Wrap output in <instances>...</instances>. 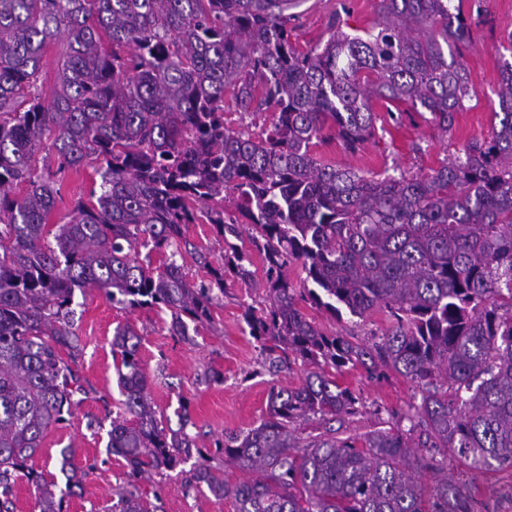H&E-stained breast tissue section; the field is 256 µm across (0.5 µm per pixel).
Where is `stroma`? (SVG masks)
<instances>
[{
    "label": "stroma",
    "instance_id": "35a3bbf8",
    "mask_svg": "<svg viewBox=\"0 0 512 512\" xmlns=\"http://www.w3.org/2000/svg\"><path fill=\"white\" fill-rule=\"evenodd\" d=\"M378 0H303L291 21V39L303 48L327 33L330 24L357 34L377 18ZM462 8L471 27L472 42L461 53L468 68L475 97L458 113L452 133L442 132L423 118L390 119L385 108H377L378 133L357 152L347 151L335 140L317 144L316 155L339 166H350L367 175H410L438 167L443 160L462 155L472 138H490L491 114L498 107L500 68L499 43L512 32V0H463ZM251 297L240 284H228L224 297L212 309L213 323L194 340L170 335L168 315L155 310L125 309L112 304L96 290L76 293L75 331L81 351L74 365L88 392L70 421L50 429L32 466L46 476L60 474V451H75L73 465L88 470L82 496L70 499L68 512H111L116 493L125 480L124 461L106 451L109 423L121 398L112 357V334L116 326L130 323L141 334L139 357L151 379V397L171 428H178L179 401L189 403L199 446L212 451L224 434L256 426L265 417L271 388L298 385L300 365L292 369L270 367L242 321ZM305 313L324 328L339 329L358 341L370 340L384 327L381 313L366 322L351 316L335 319L328 311L305 306ZM224 376L222 383L210 381V372ZM340 383L349 386L362 408L348 421L351 432L364 434L387 427L392 413L419 402L420 394L406 378L395 372L378 378L359 370L344 373ZM188 465L146 480L141 492L157 500L162 512H235L232 500L218 499L186 489ZM448 474L471 486L474 512H512V472L491 470L474 473L452 462Z\"/></svg>",
    "mask_w": 512,
    "mask_h": 512
}]
</instances>
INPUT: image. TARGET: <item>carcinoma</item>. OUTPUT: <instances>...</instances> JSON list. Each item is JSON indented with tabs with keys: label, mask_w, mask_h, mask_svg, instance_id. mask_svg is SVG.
<instances>
[{
	"label": "carcinoma",
	"mask_w": 512,
	"mask_h": 512,
	"mask_svg": "<svg viewBox=\"0 0 512 512\" xmlns=\"http://www.w3.org/2000/svg\"><path fill=\"white\" fill-rule=\"evenodd\" d=\"M460 2L379 0L366 36L333 26L300 50L288 30L300 0H0V512H14L22 478L38 512H64L84 488L72 448L60 451L63 488L28 465L79 404L75 292L156 307L191 340L230 278L263 290L243 321L267 359L301 362L303 380L271 389L259 425L215 442L250 474L233 481L187 431V403L178 430L158 420L140 334L117 326L122 400L107 453L124 460L126 483L112 512H158L140 482L193 457L186 488L236 512H474L448 460L474 473L512 468V32L500 43L493 135L470 140L464 157L376 178L313 153L327 129L352 153L373 138L375 101L454 127L473 92L458 56L471 41ZM58 37L66 53L47 101L37 81ZM229 108L272 118L257 134L237 130ZM43 150L56 168L38 164ZM87 162L99 186L49 223L60 175ZM192 224L213 225L222 244L218 263L193 248L209 275L198 284L176 260ZM302 302L339 319L382 312L389 327L357 343ZM357 368L399 373L420 404L364 435L332 428L359 413L338 381ZM432 451L441 459L429 490L420 473Z\"/></svg>",
	"instance_id": "cac0c4a2"
}]
</instances>
